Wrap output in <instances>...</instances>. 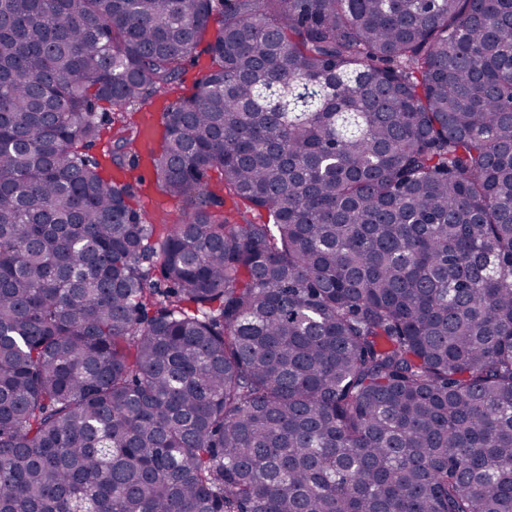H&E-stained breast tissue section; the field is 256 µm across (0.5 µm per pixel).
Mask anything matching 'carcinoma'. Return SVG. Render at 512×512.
<instances>
[{
    "label": "carcinoma",
    "mask_w": 512,
    "mask_h": 512,
    "mask_svg": "<svg viewBox=\"0 0 512 512\" xmlns=\"http://www.w3.org/2000/svg\"><path fill=\"white\" fill-rule=\"evenodd\" d=\"M0 512H512V0H0ZM215 28L216 24L211 23L209 30L206 32L201 44L197 48L196 57L185 62L183 68L184 73L180 81L170 86L169 89H165V91L153 93L144 101L135 106H132V109H129L128 111L135 112V114L132 116V119L137 122L140 135L141 129L139 118L144 114L152 115L156 126L157 140L154 143L156 147L159 145L162 133L160 124L161 113L164 112L167 107L175 104L181 98L189 96L195 92L197 83L206 74H208L211 69V57L205 50L207 43L211 40L214 34ZM111 166L112 174L106 170L105 174L111 175L112 178L121 183L128 182L131 184V201L142 212L145 213L147 210L153 209L154 211L164 213L169 222L168 224H173L180 217L186 207V202L173 199L155 187L149 160L146 164L142 163V159L139 162L137 173L143 176L142 183L131 180L128 175H125L115 165L112 164Z\"/></svg>",
    "instance_id": "cac0c4a2"
}]
</instances>
